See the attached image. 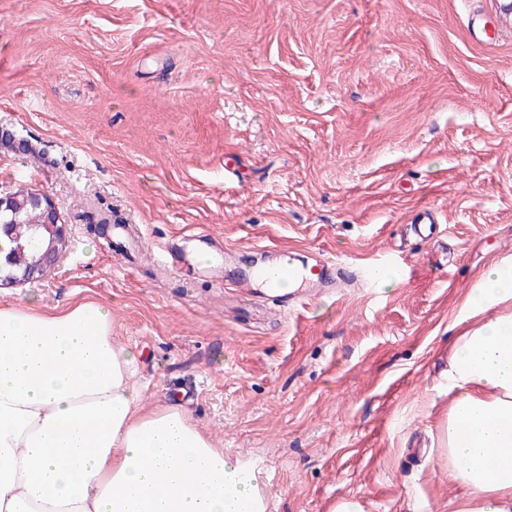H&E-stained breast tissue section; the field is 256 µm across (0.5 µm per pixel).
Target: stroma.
I'll list each match as a JSON object with an SVG mask.
<instances>
[{
    "label": "stroma",
    "instance_id": "stroma-1",
    "mask_svg": "<svg viewBox=\"0 0 512 512\" xmlns=\"http://www.w3.org/2000/svg\"><path fill=\"white\" fill-rule=\"evenodd\" d=\"M1 128L29 149L0 146V193H48L70 244L0 304L109 308L145 403L180 399L250 460L267 512H439L448 349L512 265V0H0ZM104 215L144 258L121 266L89 230ZM170 247L185 260L159 274ZM264 247L347 277L279 307L248 280Z\"/></svg>",
    "mask_w": 512,
    "mask_h": 512
}]
</instances>
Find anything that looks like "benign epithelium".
Wrapping results in <instances>:
<instances>
[{"mask_svg": "<svg viewBox=\"0 0 512 512\" xmlns=\"http://www.w3.org/2000/svg\"><path fill=\"white\" fill-rule=\"evenodd\" d=\"M40 212L44 229L51 242L39 260L12 272L9 279L13 283L33 282L42 279L59 261L69 246L67 225L60 215L53 198L44 191L21 187L12 193L0 195V214H9V224L0 228L7 230L11 224L21 223L20 216L28 211Z\"/></svg>", "mask_w": 512, "mask_h": 512, "instance_id": "obj_1", "label": "benign epithelium"}]
</instances>
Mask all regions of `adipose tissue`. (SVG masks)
Segmentation results:
<instances>
[{"label": "adipose tissue", "instance_id": "ef3b65f1", "mask_svg": "<svg viewBox=\"0 0 512 512\" xmlns=\"http://www.w3.org/2000/svg\"><path fill=\"white\" fill-rule=\"evenodd\" d=\"M448 353L445 512H512V270L468 295ZM106 307L0 306V512H266L248 463L180 406L147 408Z\"/></svg>", "mask_w": 512, "mask_h": 512}]
</instances>
